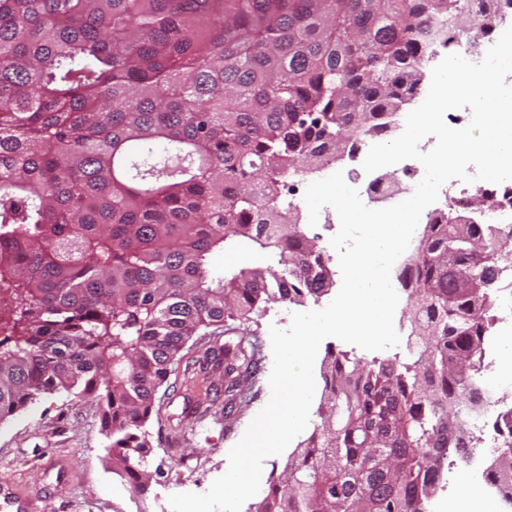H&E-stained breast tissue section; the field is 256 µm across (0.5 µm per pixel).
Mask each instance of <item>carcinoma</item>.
I'll return each instance as SVG.
<instances>
[{"label":"carcinoma","instance_id":"1","mask_svg":"<svg viewBox=\"0 0 512 512\" xmlns=\"http://www.w3.org/2000/svg\"><path fill=\"white\" fill-rule=\"evenodd\" d=\"M457 0H0V421L45 394L97 403L112 467L149 485L143 427L180 352L262 303L302 305L330 258L280 186L390 129ZM226 247L261 266L218 273ZM496 224L425 225L411 259L406 359L322 361L320 448H296L250 512H428L466 459L497 316ZM257 338L224 342L246 401ZM512 469V408L496 415Z\"/></svg>","mask_w":512,"mask_h":512}]
</instances>
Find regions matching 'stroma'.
Returning <instances> with one entry per match:
<instances>
[{
  "label": "stroma",
  "instance_id": "1",
  "mask_svg": "<svg viewBox=\"0 0 512 512\" xmlns=\"http://www.w3.org/2000/svg\"><path fill=\"white\" fill-rule=\"evenodd\" d=\"M284 303L258 310L252 325L262 357L252 402L224 408L223 331H201L182 352L184 368L158 393L145 430L152 448L146 494L131 492L112 471L95 402L65 393L46 395L0 423V481L44 512H154L155 494L179 483L210 487L226 473L230 449L243 437L271 395L273 356L269 329Z\"/></svg>",
  "mask_w": 512,
  "mask_h": 512
}]
</instances>
